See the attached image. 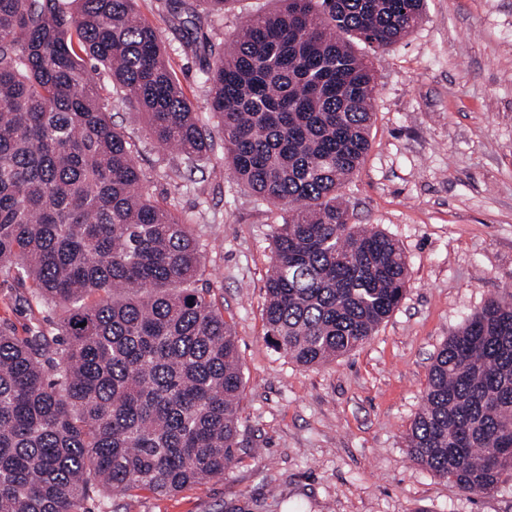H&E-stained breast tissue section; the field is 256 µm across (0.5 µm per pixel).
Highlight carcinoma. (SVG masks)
<instances>
[{"mask_svg":"<svg viewBox=\"0 0 512 512\" xmlns=\"http://www.w3.org/2000/svg\"><path fill=\"white\" fill-rule=\"evenodd\" d=\"M235 0H156L182 23ZM203 70L236 181L289 206L273 232L263 317L274 347L315 368L364 344L408 286L388 234L350 223L341 188L370 148L374 76L353 47L394 45L424 0H281ZM104 68L105 96L89 75ZM193 171L214 150L137 0H0V278L61 307L58 333L0 327V512L101 510L112 492L171 495L224 476L237 447V336L194 287L203 251L152 196L113 101ZM512 295L434 356L407 433L414 460L471 494L512 454Z\"/></svg>","mask_w":512,"mask_h":512,"instance_id":"obj_1","label":"carcinoma"}]
</instances>
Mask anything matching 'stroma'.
Wrapping results in <instances>:
<instances>
[{
    "label": "stroma",
    "instance_id": "stroma-1",
    "mask_svg": "<svg viewBox=\"0 0 512 512\" xmlns=\"http://www.w3.org/2000/svg\"><path fill=\"white\" fill-rule=\"evenodd\" d=\"M275 0H235L217 21L179 26L153 0L139 10L197 111L209 110L192 41L224 44ZM371 146L345 184L352 223L394 238L407 262L401 304L359 348L318 368L272 346L263 320L272 234L285 208L232 179L223 148L194 175L167 172L168 151L123 105L112 121L132 142L149 191L192 216L204 251L199 287L238 337L243 374L238 450L223 477L172 496L113 494L112 512H512V475L469 494L411 458L407 432L433 358L464 319L512 293V0H426L417 27L373 50ZM0 281V324L55 330L62 310L21 300Z\"/></svg>",
    "mask_w": 512,
    "mask_h": 512
}]
</instances>
